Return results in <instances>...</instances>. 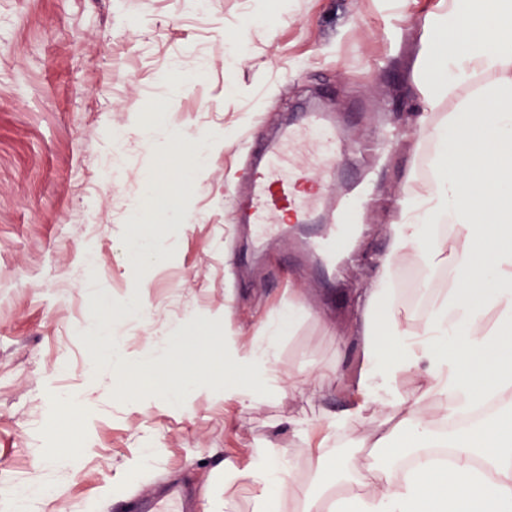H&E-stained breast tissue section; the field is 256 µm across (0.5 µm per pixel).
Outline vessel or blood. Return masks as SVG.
I'll use <instances>...</instances> for the list:
<instances>
[{"instance_id": "obj_1", "label": "vessel or blood", "mask_w": 512, "mask_h": 512, "mask_svg": "<svg viewBox=\"0 0 512 512\" xmlns=\"http://www.w3.org/2000/svg\"><path fill=\"white\" fill-rule=\"evenodd\" d=\"M341 141L332 113L304 112L256 148L249 162L246 193L237 202L252 252L261 253L291 236L298 267L316 265L326 277L350 244L368 190L357 184L343 198L330 191L338 172Z\"/></svg>"}]
</instances>
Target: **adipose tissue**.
I'll list each match as a JSON object with an SVG mask.
<instances>
[{"label": "adipose tissue", "mask_w": 512, "mask_h": 512, "mask_svg": "<svg viewBox=\"0 0 512 512\" xmlns=\"http://www.w3.org/2000/svg\"><path fill=\"white\" fill-rule=\"evenodd\" d=\"M423 113L434 141L431 179L411 191L389 230L381 271L364 290L356 330L359 369L347 406L327 417L318 447L308 451V481L295 479L284 454L264 448L249 456L257 512H512V405L452 441V469L419 458L398 473L396 459L435 441L440 416L512 390V0H449L429 54L421 61ZM490 76L475 99L446 121L431 116L456 88ZM447 222L432 241L428 225ZM424 272L447 269L450 289L427 300L418 317L401 313L392 271L404 259ZM112 323L100 317L86 340L112 363V386L134 384L125 355L110 344ZM278 339L245 346L224 338L226 399L251 406L258 391L303 394L278 370ZM436 400L439 415L422 404ZM360 430L357 449L337 457V431Z\"/></svg>", "instance_id": "ef3b65f1"}]
</instances>
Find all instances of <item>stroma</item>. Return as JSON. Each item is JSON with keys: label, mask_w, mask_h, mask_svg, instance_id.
I'll list each match as a JSON object with an SVG mask.
<instances>
[{"label": "stroma", "mask_w": 512, "mask_h": 512, "mask_svg": "<svg viewBox=\"0 0 512 512\" xmlns=\"http://www.w3.org/2000/svg\"><path fill=\"white\" fill-rule=\"evenodd\" d=\"M447 10L448 0H210L194 15L182 0H0V482L49 486L31 512H131L135 494L168 478L253 512V448L284 449L307 479L292 424L309 422L315 442L325 414L345 408L359 295L387 248L392 202L430 176L418 62ZM308 101L335 112L342 169L370 171L377 198L359 259L332 281L286 276L290 241L249 257L232 231L251 147ZM391 128L403 136L382 162L358 161ZM191 140L210 145L203 168H174L168 191L149 198L150 172ZM169 203L185 209L182 224L132 259V230L168 223ZM298 304L277 366L302 382L333 374L317 398L244 408L213 385L177 405L146 380L113 391L109 362L88 374L85 336L102 306L117 311L112 333L136 366L200 323L251 343ZM69 392L80 396L71 422L56 404ZM74 438L79 456L53 455Z\"/></svg>", "instance_id": "35a3bbf8"}]
</instances>
